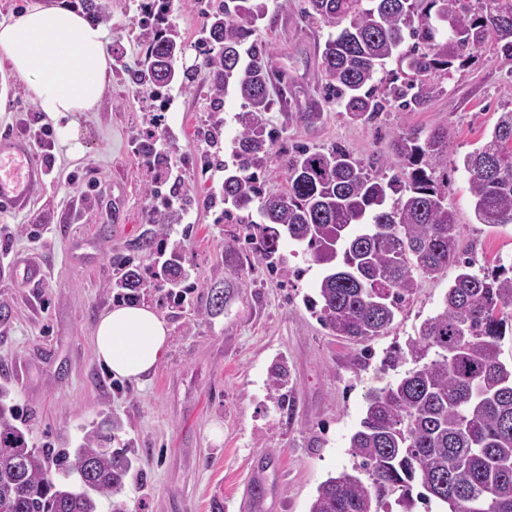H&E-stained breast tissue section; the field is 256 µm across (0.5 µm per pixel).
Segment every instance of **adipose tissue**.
<instances>
[{
    "label": "adipose tissue",
    "instance_id": "1",
    "mask_svg": "<svg viewBox=\"0 0 512 512\" xmlns=\"http://www.w3.org/2000/svg\"><path fill=\"white\" fill-rule=\"evenodd\" d=\"M0 54L49 117L93 111L102 96L110 61L104 31L60 0L51 5L35 0L0 23ZM168 335L150 307L121 303L99 318L95 351L112 374L135 380L157 363Z\"/></svg>",
    "mask_w": 512,
    "mask_h": 512
}]
</instances>
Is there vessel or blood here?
<instances>
[{"mask_svg": "<svg viewBox=\"0 0 512 512\" xmlns=\"http://www.w3.org/2000/svg\"><path fill=\"white\" fill-rule=\"evenodd\" d=\"M45 174L46 167L27 137H0V209L24 206L43 188Z\"/></svg>", "mask_w": 512, "mask_h": 512, "instance_id": "b4317fda", "label": "vessel or blood"}]
</instances>
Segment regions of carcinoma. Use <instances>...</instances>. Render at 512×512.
Masks as SVG:
<instances>
[{"instance_id":"obj_1","label":"carcinoma","mask_w":512,"mask_h":512,"mask_svg":"<svg viewBox=\"0 0 512 512\" xmlns=\"http://www.w3.org/2000/svg\"><path fill=\"white\" fill-rule=\"evenodd\" d=\"M79 3L95 24L111 17V0ZM267 10L266 0H214L205 36L193 45V64L181 71L175 64L186 59V47L171 36L167 14L144 19V62L129 71L133 82L157 91L202 67L210 74L214 111L229 94L244 101L234 163L224 168V217L243 224L255 208L261 256L275 255L286 237L326 266L311 306L348 341L384 335L421 278L439 276L450 264L458 268L442 310L421 324L407 348L385 358L388 366L409 359L414 367L367 397L351 448L368 482L346 470L327 478L309 512H392L394 504L410 512L417 499L446 512H512V368L499 358V342L512 327V264L476 271L475 260L459 250L460 227L436 179L448 166V127L433 128L422 142L394 136L401 167L391 177L337 145L297 146L284 166L286 191L264 195L276 144L264 113L273 100L262 62L267 48L249 37ZM304 14L331 29L322 51L326 87L360 123L391 109L425 108L443 81L486 46L512 62V0H492L490 8L483 0H306ZM390 61L397 68L388 71ZM160 140L145 135L140 150L162 174L171 158ZM462 165L478 223L512 224V111L501 113L491 137ZM178 196L189 199L174 184L162 207L148 214L158 233L137 242L145 257H164L152 278L168 297L188 279L181 252L158 242ZM112 265L122 271L116 287L136 301L145 287L141 266L121 255L112 256ZM107 439L96 429L72 452L31 448L0 403V512H99L103 499L109 512H126L119 495L130 459L122 449L103 447Z\"/></svg>"}]
</instances>
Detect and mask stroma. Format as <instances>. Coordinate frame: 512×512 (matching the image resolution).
I'll return each instance as SVG.
<instances>
[{
    "instance_id": "stroma-1",
    "label": "stroma",
    "mask_w": 512,
    "mask_h": 512,
    "mask_svg": "<svg viewBox=\"0 0 512 512\" xmlns=\"http://www.w3.org/2000/svg\"><path fill=\"white\" fill-rule=\"evenodd\" d=\"M206 2L173 0L168 22L178 41L191 45L202 38ZM135 3L112 0L104 26L111 75L94 111L70 113L75 139L64 138L59 121L39 112L26 81L0 56V135L47 126L57 131L44 153L49 168L40 195L23 210L0 211V225L27 227L0 235V266L34 259L42 269L36 283L0 276V401L17 407L16 424L36 448L71 449L103 420L116 422L112 445L132 461L122 489L127 512H240L255 469L264 475L265 512H309L318 486L356 464L350 440L366 395L405 372L385 366L387 352L406 346L440 311L456 271L422 278L385 335L366 344L336 336L309 304L324 266L288 240L279 258H261L246 242L244 225L228 223L223 205L213 201L223 173H203L190 163V155L206 147L204 130L220 117V157L232 164L244 110L230 95L222 113L211 112L210 77L202 68L192 82L173 83L175 98L157 129L172 156V179L198 197L187 216L168 226L164 241L181 248L189 291L178 305L164 292L144 291L141 303L169 328L168 345L140 381H115L95 356L93 331L117 303L113 255L131 253L151 229L152 182L137 144L152 92L128 76L143 59ZM267 5L251 35L268 49L274 104L266 119L280 134L267 194L285 190L283 168L296 145L340 144L392 175L400 168L393 136L423 138L432 127L447 126L449 156L459 161L512 110V62L488 48L422 111L352 121L326 102V27L304 17V0ZM299 112L319 118L299 123ZM447 196L461 246L477 267L511 263L512 224L478 223L467 173L449 171ZM215 291L224 295L218 312L209 308Z\"/></svg>"
}]
</instances>
